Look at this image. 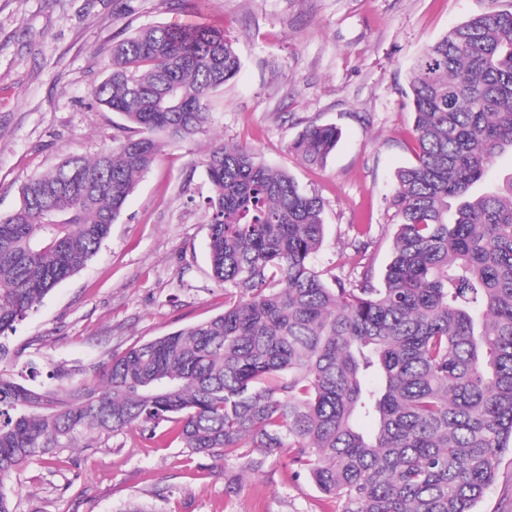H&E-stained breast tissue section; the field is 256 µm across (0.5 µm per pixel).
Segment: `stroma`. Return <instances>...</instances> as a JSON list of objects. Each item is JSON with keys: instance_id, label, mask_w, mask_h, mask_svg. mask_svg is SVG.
Returning <instances> with one entry per match:
<instances>
[{"instance_id": "obj_1", "label": "stroma", "mask_w": 512, "mask_h": 512, "mask_svg": "<svg viewBox=\"0 0 512 512\" xmlns=\"http://www.w3.org/2000/svg\"><path fill=\"white\" fill-rule=\"evenodd\" d=\"M0 0V213L19 189L67 156L117 145L122 119L90 90L108 74L114 40L154 23L223 30L239 75L210 98L213 129L289 171L324 202L317 268L344 264L352 227L369 224L383 273L395 229L386 198L414 159L409 71L423 48L488 7L512 0ZM333 124L327 163L305 165L288 145L307 125ZM195 144L164 143L101 250L16 324L10 374L33 388L212 318L227 291L211 272L210 185ZM41 377L30 379V365ZM15 512H336L287 454L245 470L240 460L155 448L134 431L99 434L57 459L34 460L6 484ZM477 512H512V451Z\"/></svg>"}]
</instances>
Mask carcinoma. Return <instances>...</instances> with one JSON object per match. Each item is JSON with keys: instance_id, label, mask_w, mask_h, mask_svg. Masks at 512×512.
Wrapping results in <instances>:
<instances>
[{"instance_id": "carcinoma-1", "label": "carcinoma", "mask_w": 512, "mask_h": 512, "mask_svg": "<svg viewBox=\"0 0 512 512\" xmlns=\"http://www.w3.org/2000/svg\"><path fill=\"white\" fill-rule=\"evenodd\" d=\"M241 69L224 32L159 23L112 43L92 98L131 135L24 183L0 215V512L30 461L92 433L135 429L192 455L288 449L340 512H474L512 447V11L490 9L428 45L411 68L415 160L387 201L391 259L376 281L371 225H357L349 274L314 255L323 201L240 145L203 164L209 258L231 289L224 312L39 391L8 373V331L101 249L161 151L211 130L209 95ZM336 126L309 124L290 150L322 166ZM374 421L372 432L357 425Z\"/></svg>"}]
</instances>
